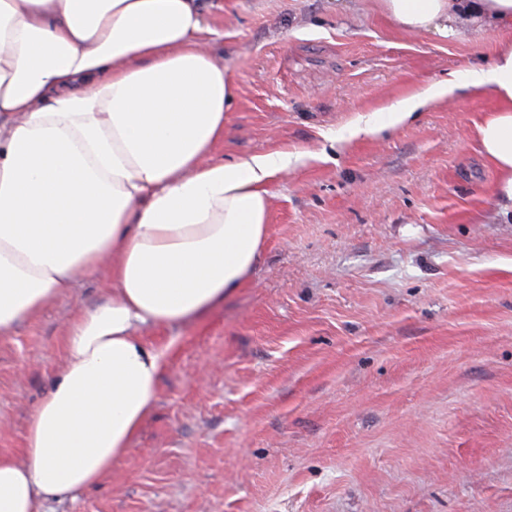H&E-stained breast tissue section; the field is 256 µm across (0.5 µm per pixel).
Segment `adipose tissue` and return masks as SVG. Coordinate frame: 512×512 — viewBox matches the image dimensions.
I'll list each match as a JSON object with an SVG mask.
<instances>
[{
	"label": "adipose tissue",
	"mask_w": 512,
	"mask_h": 512,
	"mask_svg": "<svg viewBox=\"0 0 512 512\" xmlns=\"http://www.w3.org/2000/svg\"><path fill=\"white\" fill-rule=\"evenodd\" d=\"M395 27L441 37L512 26V0H378ZM203 0H0V335L109 265L76 313L21 458L0 456V512H39L96 484L157 400L170 347L143 329L195 317L255 268L285 151L213 160L235 87L207 47ZM491 90L479 125L512 217V41L491 63L359 116L355 137L459 90Z\"/></svg>",
	"instance_id": "1"
}]
</instances>
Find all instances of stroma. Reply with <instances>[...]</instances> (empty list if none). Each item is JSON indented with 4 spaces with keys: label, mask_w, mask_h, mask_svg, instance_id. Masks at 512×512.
Returning a JSON list of instances; mask_svg holds the SVG:
<instances>
[{
    "label": "stroma",
    "mask_w": 512,
    "mask_h": 512,
    "mask_svg": "<svg viewBox=\"0 0 512 512\" xmlns=\"http://www.w3.org/2000/svg\"><path fill=\"white\" fill-rule=\"evenodd\" d=\"M236 85L215 158L286 150L251 276L185 322L152 413L96 485L43 512H512V223L453 94L375 137L358 115L491 60L512 33L403 32L376 0H208ZM80 279L0 336V455L20 456Z\"/></svg>",
    "instance_id": "1"
}]
</instances>
